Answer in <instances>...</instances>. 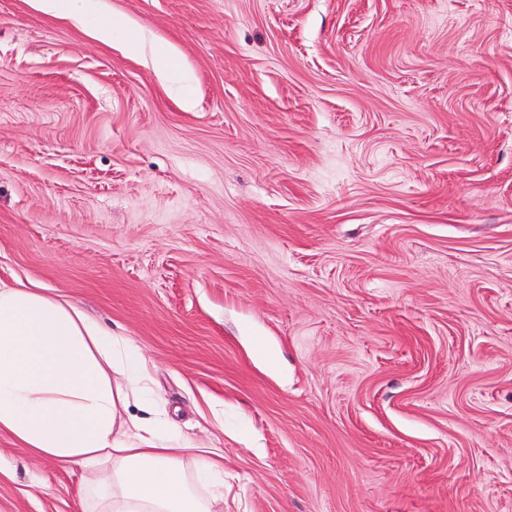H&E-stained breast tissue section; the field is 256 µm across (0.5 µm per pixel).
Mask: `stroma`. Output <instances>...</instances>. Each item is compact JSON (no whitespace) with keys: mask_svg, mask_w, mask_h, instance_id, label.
<instances>
[{"mask_svg":"<svg viewBox=\"0 0 512 512\" xmlns=\"http://www.w3.org/2000/svg\"><path fill=\"white\" fill-rule=\"evenodd\" d=\"M87 5L0 0V281L134 342L224 512H512V0ZM95 482L0 432V512ZM36 7L45 12L57 11L62 8L71 19L81 20L86 12L87 3L84 0H34Z\"/></svg>","mask_w":512,"mask_h":512,"instance_id":"obj_1","label":"stroma"}]
</instances>
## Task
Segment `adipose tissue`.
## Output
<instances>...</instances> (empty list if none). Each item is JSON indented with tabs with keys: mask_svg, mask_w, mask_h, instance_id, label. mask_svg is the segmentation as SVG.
<instances>
[{
	"mask_svg": "<svg viewBox=\"0 0 512 512\" xmlns=\"http://www.w3.org/2000/svg\"><path fill=\"white\" fill-rule=\"evenodd\" d=\"M150 382L127 337L63 296L0 284V431L36 458L96 469L89 512H217L223 455H199Z\"/></svg>",
	"mask_w": 512,
	"mask_h": 512,
	"instance_id": "1",
	"label": "adipose tissue"
}]
</instances>
